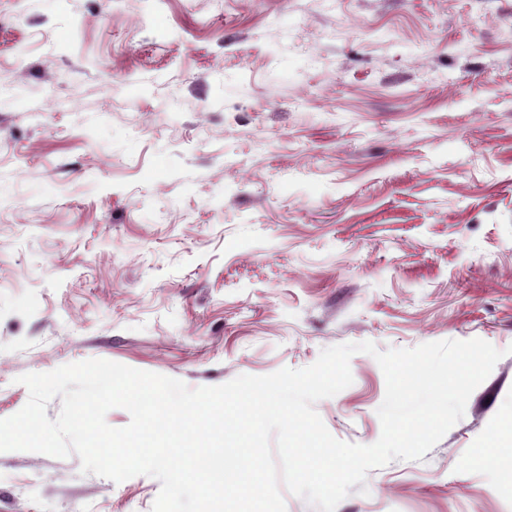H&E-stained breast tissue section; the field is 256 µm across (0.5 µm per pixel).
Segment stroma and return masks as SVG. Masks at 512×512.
Here are the masks:
<instances>
[{"instance_id": "35a3bbf8", "label": "stroma", "mask_w": 512, "mask_h": 512, "mask_svg": "<svg viewBox=\"0 0 512 512\" xmlns=\"http://www.w3.org/2000/svg\"><path fill=\"white\" fill-rule=\"evenodd\" d=\"M473 338L463 418L336 512H512V0H0V419L88 359L195 389ZM350 368L315 409L370 445ZM159 491L0 452V512Z\"/></svg>"}]
</instances>
